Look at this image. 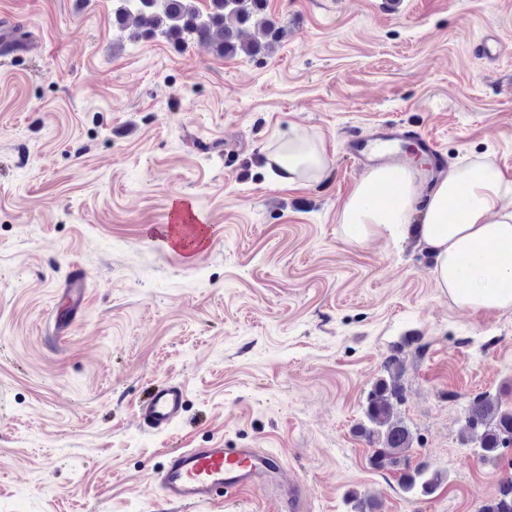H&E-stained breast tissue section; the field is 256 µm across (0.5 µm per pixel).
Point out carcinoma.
Listing matches in <instances>:
<instances>
[{
  "label": "carcinoma",
  "mask_w": 512,
  "mask_h": 512,
  "mask_svg": "<svg viewBox=\"0 0 512 512\" xmlns=\"http://www.w3.org/2000/svg\"><path fill=\"white\" fill-rule=\"evenodd\" d=\"M197 0H120L116 23L125 27L129 17L136 19L140 31L134 36L148 38L161 33L178 43L195 42L212 49L219 56L258 57L279 42L283 33L264 14L266 0H208V12L203 14ZM259 26L265 42L243 39L250 26ZM386 375L379 378L367 396L366 417L370 426L362 428L368 441H378L372 459L375 466L404 465L400 475L403 490L411 495L431 496L441 487L444 477L439 470L426 464L408 466V451L414 437L396 419L402 400L400 380L403 361L396 354L383 363ZM468 439L479 448L481 459L496 461L512 442V410L502 408L499 397L484 392L467 400L464 409ZM351 512H376L370 496H350ZM481 512H512V479L501 482L494 498L487 501Z\"/></svg>",
  "instance_id": "obj_1"
}]
</instances>
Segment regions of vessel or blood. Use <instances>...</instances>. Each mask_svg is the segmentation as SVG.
Listing matches in <instances>:
<instances>
[{
    "label": "vessel or blood",
    "mask_w": 512,
    "mask_h": 512,
    "mask_svg": "<svg viewBox=\"0 0 512 512\" xmlns=\"http://www.w3.org/2000/svg\"><path fill=\"white\" fill-rule=\"evenodd\" d=\"M412 144L415 153L427 160L430 173H438L444 155L439 141L427 132L402 123L381 124L365 136L350 138L345 147L349 162L366 170L391 162L396 143ZM192 241L210 235L211 229L197 223L191 205L177 208L168 225L162 226L158 236L169 234ZM65 294L69 302L66 316L57 318V335H65L76 320L86 301L85 276L79 268H72ZM184 405V390L177 384L158 387L143 402L139 419L152 430H165L175 423ZM166 502L184 508L215 503L218 499L256 487L274 489L279 493L281 512H305L307 495L296 481L284 478L281 460L272 454L254 448H172L156 476Z\"/></svg>",
    "instance_id": "b4317fda"
}]
</instances>
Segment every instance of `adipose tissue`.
I'll list each match as a JSON object with an SVG mask.
<instances>
[{
  "instance_id": "obj_1",
  "label": "adipose tissue",
  "mask_w": 512,
  "mask_h": 512,
  "mask_svg": "<svg viewBox=\"0 0 512 512\" xmlns=\"http://www.w3.org/2000/svg\"><path fill=\"white\" fill-rule=\"evenodd\" d=\"M282 182L317 181L331 161L321 143L306 135L280 142L272 154ZM416 165L371 170L356 183L340 222L345 236L361 242L397 236L419 216L424 245L435 257L437 288L458 306L473 310L512 307V179L490 160L477 159L444 174L423 210ZM397 184L391 206L378 204L380 190Z\"/></svg>"
}]
</instances>
